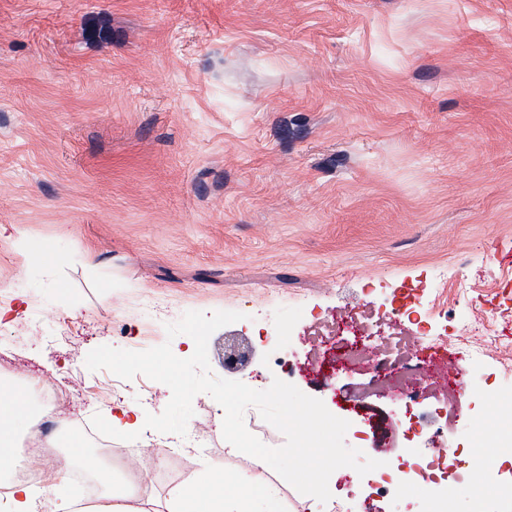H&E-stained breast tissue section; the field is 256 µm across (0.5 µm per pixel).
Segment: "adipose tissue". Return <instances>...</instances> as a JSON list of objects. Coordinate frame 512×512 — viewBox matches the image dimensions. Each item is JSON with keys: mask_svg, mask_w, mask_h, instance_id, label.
<instances>
[{"mask_svg": "<svg viewBox=\"0 0 512 512\" xmlns=\"http://www.w3.org/2000/svg\"><path fill=\"white\" fill-rule=\"evenodd\" d=\"M31 402L17 388L0 387V450L12 451L19 432L30 422ZM106 499L112 512H280L272 490L260 478L225 473L222 467L205 464L203 478L182 489L167 502H136V492L126 480L103 472Z\"/></svg>", "mask_w": 512, "mask_h": 512, "instance_id": "obj_1", "label": "adipose tissue"}]
</instances>
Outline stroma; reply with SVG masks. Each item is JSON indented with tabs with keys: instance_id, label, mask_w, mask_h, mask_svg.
I'll return each instance as SVG.
<instances>
[{
	"instance_id": "obj_1",
	"label": "stroma",
	"mask_w": 512,
	"mask_h": 512,
	"mask_svg": "<svg viewBox=\"0 0 512 512\" xmlns=\"http://www.w3.org/2000/svg\"><path fill=\"white\" fill-rule=\"evenodd\" d=\"M50 244L43 263L14 226ZM512 338V0H0V382L57 384L79 430L170 389L89 370L101 345L141 351L185 335L189 310L244 313L208 342L214 375L279 379L350 423L344 441L396 467L423 435L473 464L504 382L453 338L440 365L473 388L448 427L442 386L399 407L365 381L297 368L333 316L411 311L452 330L459 279ZM251 350L224 367V342ZM203 446L150 458L140 500L249 469L217 402L193 400ZM336 512H404L405 497L329 482Z\"/></svg>"
}]
</instances>
